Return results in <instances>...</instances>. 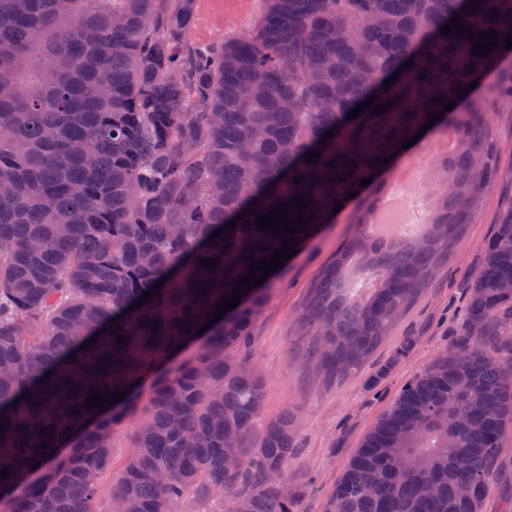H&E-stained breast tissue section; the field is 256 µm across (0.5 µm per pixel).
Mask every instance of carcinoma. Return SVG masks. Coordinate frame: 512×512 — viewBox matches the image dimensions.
<instances>
[{
  "label": "carcinoma",
  "mask_w": 512,
  "mask_h": 512,
  "mask_svg": "<svg viewBox=\"0 0 512 512\" xmlns=\"http://www.w3.org/2000/svg\"><path fill=\"white\" fill-rule=\"evenodd\" d=\"M198 2L0 0V490H14L0 512H99L104 501L108 512H199L226 484L231 512L239 500L300 512L285 481L295 416L267 421L253 456L240 448L267 382L241 351L276 273L208 323L289 237L257 217L281 204L304 214L299 250L357 192L353 230L291 323L289 354L333 386L389 336L497 184L476 93L491 74L487 91L512 100L501 66L512 0H264L242 34L203 42L191 40ZM457 15L470 30L442 35ZM488 29L497 48L474 54ZM440 112L423 136L452 151L424 172L420 237L369 234L402 143ZM129 424L114 475L112 443ZM511 427L507 206L459 337L369 431L328 512H482L494 492L512 512V463L500 458Z\"/></svg>",
  "instance_id": "obj_1"
}]
</instances>
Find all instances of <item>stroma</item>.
<instances>
[{"mask_svg": "<svg viewBox=\"0 0 512 512\" xmlns=\"http://www.w3.org/2000/svg\"><path fill=\"white\" fill-rule=\"evenodd\" d=\"M489 119L500 141L495 191L365 366L332 388L313 380L299 364L290 363L288 352L291 319L346 232L350 210L340 212L334 224L288 261L255 321L248 354L268 377L262 417L268 420L289 410L297 419L298 448L288 464V491L298 499L302 512H325L331 489L363 437L402 386L448 350L465 320L467 296L481 265L483 246L500 210L512 200V101L496 103ZM408 336L415 338L414 348L397 355V347Z\"/></svg>", "mask_w": 512, "mask_h": 512, "instance_id": "stroma-1", "label": "stroma"}]
</instances>
